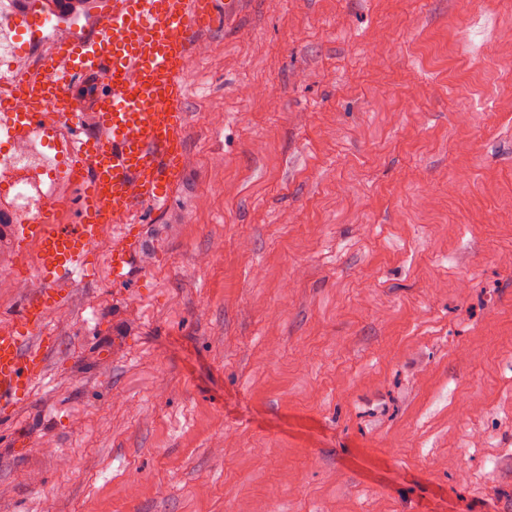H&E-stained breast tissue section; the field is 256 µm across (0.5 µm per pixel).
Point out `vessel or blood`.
I'll use <instances>...</instances> for the list:
<instances>
[{
  "mask_svg": "<svg viewBox=\"0 0 512 512\" xmlns=\"http://www.w3.org/2000/svg\"><path fill=\"white\" fill-rule=\"evenodd\" d=\"M237 2L110 0L105 23L91 36L56 40L40 68L23 71L16 98L0 97V142L16 146L38 134L50 143L66 132L76 159L58 176L85 184L77 223H61L60 205L50 198L14 227L15 237L34 248L39 286L0 325V417L40 378L50 353L44 319L63 307L66 288L87 272L93 250L107 244L116 284L131 280L142 263L144 211L164 212L188 162L186 69L198 58L196 38ZM105 65L112 83L91 105L98 135L85 140L70 86ZM111 222L117 231H108Z\"/></svg>",
  "mask_w": 512,
  "mask_h": 512,
  "instance_id": "b4317fda",
  "label": "vessel or blood"
}]
</instances>
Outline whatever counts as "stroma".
I'll return each instance as SVG.
<instances>
[{
    "label": "stroma",
    "mask_w": 512,
    "mask_h": 512,
    "mask_svg": "<svg viewBox=\"0 0 512 512\" xmlns=\"http://www.w3.org/2000/svg\"><path fill=\"white\" fill-rule=\"evenodd\" d=\"M199 54L159 248L50 316L0 512H512V0H242Z\"/></svg>",
    "instance_id": "1"
}]
</instances>
